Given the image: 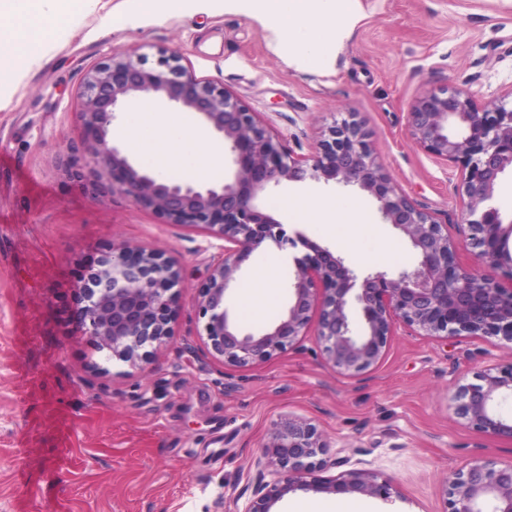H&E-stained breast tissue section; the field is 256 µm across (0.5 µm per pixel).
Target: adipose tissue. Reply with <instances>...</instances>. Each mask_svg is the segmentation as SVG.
Listing matches in <instances>:
<instances>
[{"instance_id":"obj_1","label":"adipose tissue","mask_w":512,"mask_h":512,"mask_svg":"<svg viewBox=\"0 0 512 512\" xmlns=\"http://www.w3.org/2000/svg\"><path fill=\"white\" fill-rule=\"evenodd\" d=\"M97 0H0V89L22 80L24 74L46 54L44 22L70 15L75 6L93 11ZM246 15L266 21L279 52L289 62L319 69L331 60V49L342 48L360 18L359 0H235ZM124 143L157 174L181 173L188 179L208 181L221 174L216 147L208 134L190 117L173 120L169 113L148 104L129 112L124 125ZM282 210L298 224L333 226L340 244L355 243L366 221L357 204L310 202L292 196ZM288 257L269 261L256 273L254 287L240 291V309L264 313L273 308Z\"/></svg>"}]
</instances>
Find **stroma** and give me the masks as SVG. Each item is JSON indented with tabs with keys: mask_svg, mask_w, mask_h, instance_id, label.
I'll return each mask as SVG.
<instances>
[{
	"mask_svg": "<svg viewBox=\"0 0 512 512\" xmlns=\"http://www.w3.org/2000/svg\"><path fill=\"white\" fill-rule=\"evenodd\" d=\"M120 0L77 21H56L51 51L0 102V512H236L277 423L304 419L330 443L327 479L350 469L390 478V499L296 491L274 512L304 504L342 512H448L449 476L476 460L512 457V439L466 427L448 391L512 356L498 337L448 340L395 327L383 361L357 377L336 373L311 337L240 369L197 334L195 301L222 240L166 224L151 211L86 189L67 175L84 132L77 93L113 50L179 52L198 77L224 85L310 156L328 128L356 113L385 171L411 201L455 225L458 165L415 144L409 112L424 88H470L477 102L512 89V0H361L364 17L325 70L289 66L253 17L220 7L154 15L102 34ZM295 194L358 201L368 223L338 247L319 225L288 222ZM267 210L367 271L413 267L415 253L358 188L307 179L270 188ZM392 256L376 259L381 241ZM117 243L179 261L181 288L166 348L143 369L109 361L86 335L82 277Z\"/></svg>",
	"mask_w": 512,
	"mask_h": 512,
	"instance_id": "1",
	"label": "stroma"
}]
</instances>
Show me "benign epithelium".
<instances>
[{
    "label": "benign epithelium",
    "instance_id": "obj_1",
    "mask_svg": "<svg viewBox=\"0 0 512 512\" xmlns=\"http://www.w3.org/2000/svg\"><path fill=\"white\" fill-rule=\"evenodd\" d=\"M141 103L195 114L230 155L224 181H166L132 162L112 127ZM75 117L92 136L71 147V170L106 184L112 195L153 211L166 224L200 227L224 240L223 258L196 302L198 335L224 362L251 366L311 336L334 371L356 377L380 363L397 325L421 336H501L512 343V286L500 283L502 277L512 279V212L494 205L500 179L512 172V90L480 105L468 89L428 88L411 106L416 144L461 169L458 241L395 186L354 115L331 126L310 157L296 156L257 113L224 85L197 77L177 53L151 65L138 46L112 52L87 72ZM308 177L353 185L372 197L384 223L410 242L416 264L393 273H363L303 234L288 235L266 210L267 191ZM463 243L472 249L474 268L457 261ZM298 246L306 253L293 258L286 311L268 328L243 329L226 306L242 263L258 250ZM179 285L176 259L154 248L112 245L90 267L80 297L87 335L112 359L139 367L167 345ZM507 395L512 396V359L487 366L448 400L469 428L512 439V418L495 409L496 397ZM327 448L311 423L282 424L260 453L241 512H271L298 490L390 498V481L363 469L312 479L316 467L328 465ZM445 495L449 512H512V459L468 464L448 479Z\"/></svg>",
    "mask_w": 512,
    "mask_h": 512
}]
</instances>
